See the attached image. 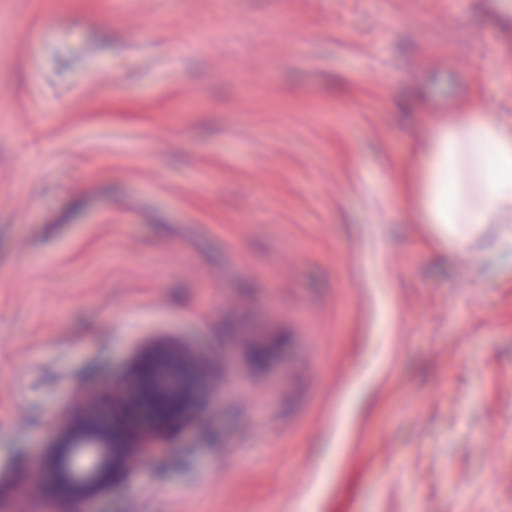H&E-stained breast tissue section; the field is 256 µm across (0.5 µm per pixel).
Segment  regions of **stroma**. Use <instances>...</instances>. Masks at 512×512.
I'll return each mask as SVG.
<instances>
[{
	"instance_id": "1",
	"label": "stroma",
	"mask_w": 512,
	"mask_h": 512,
	"mask_svg": "<svg viewBox=\"0 0 512 512\" xmlns=\"http://www.w3.org/2000/svg\"><path fill=\"white\" fill-rule=\"evenodd\" d=\"M473 107L512 0H0V497L162 335L208 404L97 512H512V248L420 209Z\"/></svg>"
}]
</instances>
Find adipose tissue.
<instances>
[{"label": "adipose tissue", "instance_id": "ef3b65f1", "mask_svg": "<svg viewBox=\"0 0 512 512\" xmlns=\"http://www.w3.org/2000/svg\"><path fill=\"white\" fill-rule=\"evenodd\" d=\"M424 195L429 223L449 236L463 224H499L512 245V123L476 108L456 115L429 147Z\"/></svg>", "mask_w": 512, "mask_h": 512}]
</instances>
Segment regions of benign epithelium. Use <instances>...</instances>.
Here are the masks:
<instances>
[{
	"instance_id": "7a95c632",
	"label": "benign epithelium",
	"mask_w": 512,
	"mask_h": 512,
	"mask_svg": "<svg viewBox=\"0 0 512 512\" xmlns=\"http://www.w3.org/2000/svg\"><path fill=\"white\" fill-rule=\"evenodd\" d=\"M202 373L181 343L159 338L143 346L129 371L133 388L121 378L113 381L110 407L82 404L45 447L35 466L41 502L64 499L78 505L119 485L132 467V454L126 446L129 431L114 424L113 414L146 417L152 425L149 438L159 439L200 406Z\"/></svg>"
}]
</instances>
